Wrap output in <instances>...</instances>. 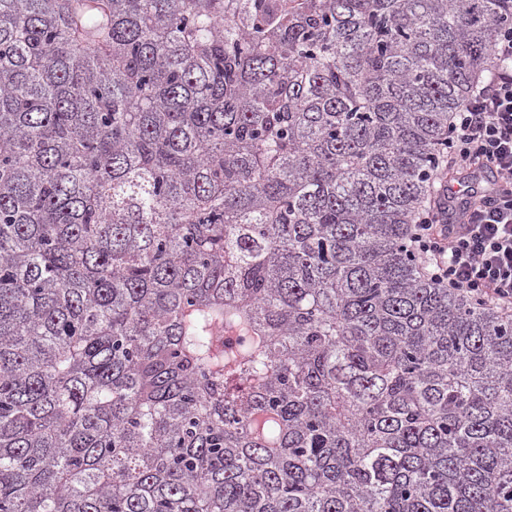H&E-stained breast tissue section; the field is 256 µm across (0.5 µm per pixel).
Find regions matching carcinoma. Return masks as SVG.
Listing matches in <instances>:
<instances>
[{"mask_svg":"<svg viewBox=\"0 0 512 512\" xmlns=\"http://www.w3.org/2000/svg\"><path fill=\"white\" fill-rule=\"evenodd\" d=\"M512 0H0V512H512V320L408 242Z\"/></svg>","mask_w":512,"mask_h":512,"instance_id":"carcinoma-1","label":"carcinoma"}]
</instances>
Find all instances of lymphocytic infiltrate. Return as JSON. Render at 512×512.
Listing matches in <instances>:
<instances>
[{
    "label": "lymphocytic infiltrate",
    "instance_id": "lymphocytic-infiltrate-1",
    "mask_svg": "<svg viewBox=\"0 0 512 512\" xmlns=\"http://www.w3.org/2000/svg\"><path fill=\"white\" fill-rule=\"evenodd\" d=\"M492 53L497 64L456 113L441 162L496 180L464 207L450 195L427 205L411 244L429 279L512 318V26Z\"/></svg>",
    "mask_w": 512,
    "mask_h": 512
}]
</instances>
